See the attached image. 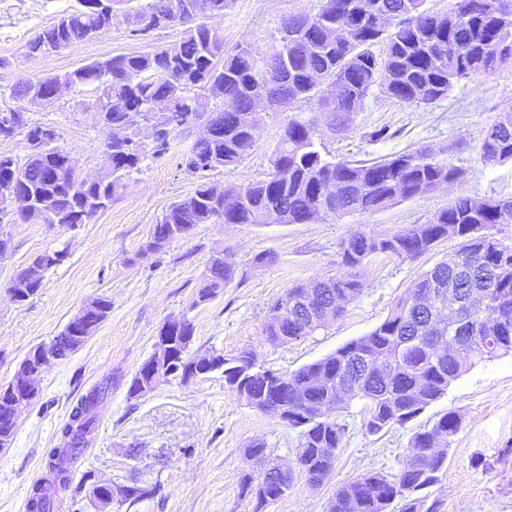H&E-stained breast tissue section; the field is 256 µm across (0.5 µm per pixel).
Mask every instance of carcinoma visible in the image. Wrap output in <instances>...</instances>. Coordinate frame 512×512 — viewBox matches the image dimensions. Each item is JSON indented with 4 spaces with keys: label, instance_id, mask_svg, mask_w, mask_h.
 <instances>
[{
    "label": "carcinoma",
    "instance_id": "cac0c4a2",
    "mask_svg": "<svg viewBox=\"0 0 512 512\" xmlns=\"http://www.w3.org/2000/svg\"><path fill=\"white\" fill-rule=\"evenodd\" d=\"M99 0H78L27 44L31 55L47 56L110 32ZM131 24L130 36L181 27V37L150 52L134 51L94 60L71 71L19 82L16 98L35 102L61 86H88L89 107L104 113L106 147L112 166L94 180L77 173V161L52 141L34 143L43 132L30 124L20 108L0 110V136L26 129L24 163L0 154V185L13 184L30 199V207L52 212L56 222L85 224L104 211L140 170L144 158L171 148L176 131L205 116L209 134L183 157L182 166L200 179L194 193L173 204L153 225L142 248L157 253L190 234L199 224H311L346 214H372L398 202L422 197L460 181V169L426 148L375 161L336 158L321 150L324 131L347 129L370 88L379 83L402 103L429 104L445 97L455 83L488 75L512 60V0H453L445 13L424 9L425 0H321L315 13L290 15L280 28L279 44L260 56L249 46L224 55V39L203 16H221L229 0H150L130 10L132 0H112ZM386 42V51H372ZM167 103L181 115L172 126L159 124L155 141L137 143L141 125L154 119L153 105ZM298 102H313L328 118L327 129L316 117L295 111ZM288 116L272 160L262 178L244 184L210 180L214 172L241 164L255 146L258 104ZM485 165L512 161V106L498 114L480 146ZM512 224V198L459 196L429 224H409L379 240L353 231L342 243L343 273L296 285L269 308L263 334L287 344L343 315L344 305L364 288L359 268L379 253L403 260L430 254L447 240L457 241L453 261L425 271L406 290L385 320L369 334L352 340L326 357L291 373L257 364L249 350L224 366V381L236 397L245 396L256 409L273 413L297 430L299 472L319 486L333 470L346 428L329 415L362 401L365 430L376 435L404 427L444 396L448 387L476 361L512 353V242L496 236ZM53 263L63 251H52ZM51 263V264H53ZM26 265L12 279L21 285L17 303L38 294L51 267ZM198 302L211 301L236 277L234 264L211 259ZM112 301L98 296L84 305L88 322L100 326ZM66 327L50 342L55 360H65L85 340ZM191 342L173 351L172 377L196 361L215 355L190 353ZM142 363L128 387L131 398L152 393L156 384ZM101 390L89 391L73 407L61 429L75 454L92 441L94 410ZM9 386H0V434L15 432L21 411ZM461 427L454 412L431 427L415 431L408 442V463L394 473L367 471L339 487L327 512H442V501L428 489L444 471L451 437ZM63 449L48 454L53 492L33 485L29 512H52L53 495L72 482L63 465ZM261 480L266 494L278 500L290 486L291 474L268 464L245 475L243 497L252 512L270 504L254 493Z\"/></svg>",
    "mask_w": 512,
    "mask_h": 512
}]
</instances>
